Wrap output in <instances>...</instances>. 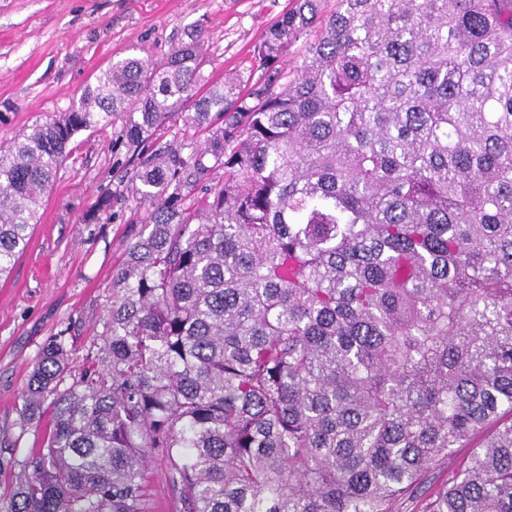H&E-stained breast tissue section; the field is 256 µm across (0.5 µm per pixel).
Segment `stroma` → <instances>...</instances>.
<instances>
[{
  "instance_id": "35a3bbf8",
  "label": "stroma",
  "mask_w": 512,
  "mask_h": 512,
  "mask_svg": "<svg viewBox=\"0 0 512 512\" xmlns=\"http://www.w3.org/2000/svg\"><path fill=\"white\" fill-rule=\"evenodd\" d=\"M292 0H0V145L67 111L116 58L160 61L187 28L205 31L204 71L238 76L250 87L261 73L254 49ZM122 120L82 131L46 195L28 247L0 280V512H10L33 448L49 424L20 426L32 368L48 340L71 349L69 376L101 355L100 334L112 295V271L152 210L133 173L144 148L129 143ZM111 205L98 212L102 193ZM473 457L457 449L426 491L406 496L397 512H424L430 491Z\"/></svg>"
}]
</instances>
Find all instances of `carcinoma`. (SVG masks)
I'll return each mask as SVG.
<instances>
[{
    "label": "carcinoma",
    "instance_id": "cac0c4a2",
    "mask_svg": "<svg viewBox=\"0 0 512 512\" xmlns=\"http://www.w3.org/2000/svg\"><path fill=\"white\" fill-rule=\"evenodd\" d=\"M323 2L268 28L246 95L194 25L0 147L1 277L77 132H208L140 163L104 357L65 388L64 336L35 363L21 416L51 429L11 512H147L153 461L179 512H396L479 435L426 512H512V0ZM191 183L186 189L187 201L186 205H192L194 202L201 200L209 193L211 188L216 187L224 182V169L213 170L211 173L197 179L192 178Z\"/></svg>",
    "mask_w": 512,
    "mask_h": 512
}]
</instances>
